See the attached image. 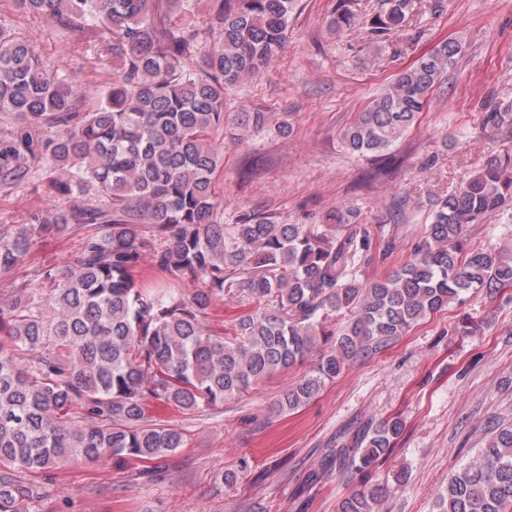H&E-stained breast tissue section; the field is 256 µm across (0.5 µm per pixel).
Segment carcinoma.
Masks as SVG:
<instances>
[{"mask_svg":"<svg viewBox=\"0 0 512 512\" xmlns=\"http://www.w3.org/2000/svg\"><path fill=\"white\" fill-rule=\"evenodd\" d=\"M189 0H15L18 9L94 33L96 62L112 61L104 99L75 111L76 81L0 25V112L19 124L0 139V187L25 182L43 160L61 193L93 192L102 209L48 210L29 224H0V275L23 265L51 231H82L73 261L43 267L49 290H17L0 306V512H40L45 484L74 461L125 469L184 447L183 432L156 422L149 406L206 412L252 384L317 354L313 370L275 403L293 412L345 364L376 353L425 318L512 288L511 249H472L465 228L512 203V158L491 155L459 190L438 197L411 259L380 280L357 277L371 261V232L351 209L318 224L249 217L222 224L214 178L231 124L265 127L267 113H224V91L273 63L288 41L299 0H210L218 38L197 69L182 59L196 33L172 24ZM366 20L387 37L406 26L415 0H382ZM357 15L344 3L330 26ZM462 43L446 39L399 73L344 130L346 147L385 156L414 124L429 91L452 69ZM482 129L512 136V105L485 108ZM189 292L155 287L150 274ZM226 301H248L232 332L209 325ZM348 316L338 332L326 319ZM401 416L369 424L359 448L336 450L340 473H370L394 453ZM377 483L353 492L340 512H379ZM438 512H512V424L448 479Z\"/></svg>","mask_w":512,"mask_h":512,"instance_id":"obj_1","label":"carcinoma"}]
</instances>
